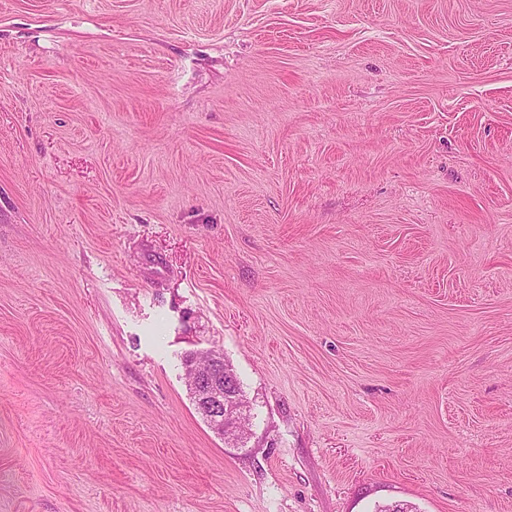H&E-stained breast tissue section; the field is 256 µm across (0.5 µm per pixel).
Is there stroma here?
I'll return each mask as SVG.
<instances>
[{
  "mask_svg": "<svg viewBox=\"0 0 512 512\" xmlns=\"http://www.w3.org/2000/svg\"><path fill=\"white\" fill-rule=\"evenodd\" d=\"M382 505L512 512V0H0V512ZM195 354L192 371L186 372L189 390L194 400L201 405L210 427L224 436L227 444L238 447L247 439V431L242 424L249 405L239 390L237 374L224 364L223 377V370L218 363L219 360L224 363L223 357L211 351L202 353L207 354V369L198 370L196 357L201 353Z\"/></svg>",
  "mask_w": 512,
  "mask_h": 512,
  "instance_id": "35a3bbf8",
  "label": "stroma"
}]
</instances>
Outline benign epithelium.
<instances>
[{
  "label": "benign epithelium",
  "instance_id": "benign-epithelium-1",
  "mask_svg": "<svg viewBox=\"0 0 512 512\" xmlns=\"http://www.w3.org/2000/svg\"><path fill=\"white\" fill-rule=\"evenodd\" d=\"M208 367H192L186 374L189 390L201 405L210 427L224 436L225 442L237 447L247 439L243 421L247 416L248 402L241 394L238 377L229 366H220V357L207 352Z\"/></svg>",
  "mask_w": 512,
  "mask_h": 512
}]
</instances>
